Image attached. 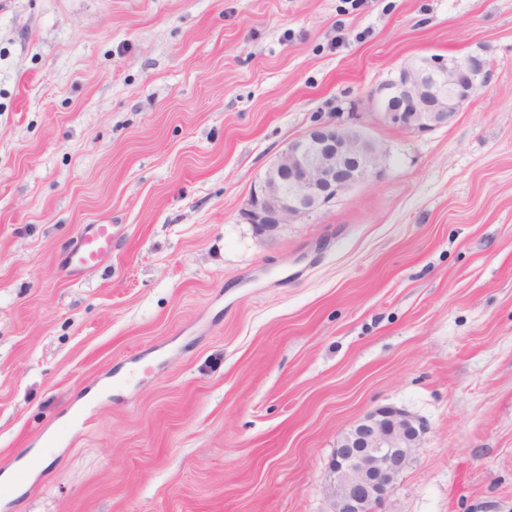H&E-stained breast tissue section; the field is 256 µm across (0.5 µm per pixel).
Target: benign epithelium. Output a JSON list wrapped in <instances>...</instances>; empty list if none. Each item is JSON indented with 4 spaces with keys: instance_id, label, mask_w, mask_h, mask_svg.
<instances>
[{
    "instance_id": "benign-epithelium-1",
    "label": "benign epithelium",
    "mask_w": 512,
    "mask_h": 512,
    "mask_svg": "<svg viewBox=\"0 0 512 512\" xmlns=\"http://www.w3.org/2000/svg\"><path fill=\"white\" fill-rule=\"evenodd\" d=\"M477 53L425 56L403 63L371 91L382 120L424 133L448 125L489 77ZM385 152L360 130L320 123L288 142L255 188L241 217L256 236L273 239L283 226L327 205L381 173ZM427 427L394 406L376 407L337 440L329 464L332 512H379L421 448Z\"/></svg>"
}]
</instances>
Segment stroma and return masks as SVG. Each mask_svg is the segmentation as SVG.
I'll list each match as a JSON object with an SVG mask.
<instances>
[{
    "label": "stroma",
    "mask_w": 512,
    "mask_h": 512,
    "mask_svg": "<svg viewBox=\"0 0 512 512\" xmlns=\"http://www.w3.org/2000/svg\"><path fill=\"white\" fill-rule=\"evenodd\" d=\"M476 51L448 126L381 120L400 64ZM325 121L383 172L260 242ZM383 405L427 433L382 512H512V0H0V512H331ZM111 254V225L86 224L69 252L68 265L74 271H90Z\"/></svg>",
    "instance_id": "35a3bbf8"
}]
</instances>
